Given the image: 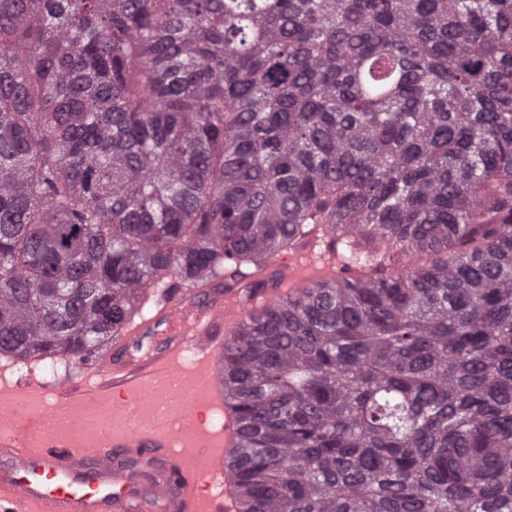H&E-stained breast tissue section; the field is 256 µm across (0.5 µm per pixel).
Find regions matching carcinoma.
<instances>
[{
  "instance_id": "cac0c4a2",
  "label": "carcinoma",
  "mask_w": 512,
  "mask_h": 512,
  "mask_svg": "<svg viewBox=\"0 0 512 512\" xmlns=\"http://www.w3.org/2000/svg\"><path fill=\"white\" fill-rule=\"evenodd\" d=\"M312 234L224 337L238 512H512V0H0V355Z\"/></svg>"
}]
</instances>
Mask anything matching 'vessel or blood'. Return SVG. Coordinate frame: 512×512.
<instances>
[{"label":"vessel or blood","instance_id":"obj_1","mask_svg":"<svg viewBox=\"0 0 512 512\" xmlns=\"http://www.w3.org/2000/svg\"><path fill=\"white\" fill-rule=\"evenodd\" d=\"M271 301L258 293L201 307L162 293L158 315L176 324L174 341L133 369L103 360L80 388L55 394L51 413L30 409L0 428V512H146L151 497L163 499L168 512H237L230 464L236 425L228 417L223 433L208 428L211 411L224 404L220 338L237 313L261 311ZM153 328L154 321L146 319L125 330L119 340L123 351ZM176 379L191 390L182 406L141 418L144 402ZM46 392L31 378L0 386V403L36 400ZM87 410L112 421L104 445L49 433L50 414ZM185 418L197 431L190 442L178 433Z\"/></svg>","mask_w":512,"mask_h":512}]
</instances>
